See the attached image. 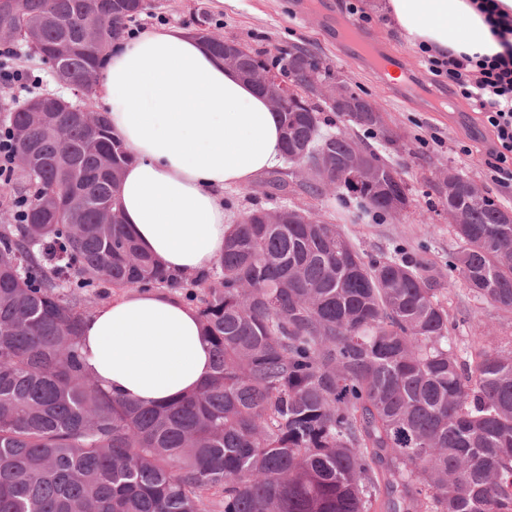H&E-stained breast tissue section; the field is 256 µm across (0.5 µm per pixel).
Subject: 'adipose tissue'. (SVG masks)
<instances>
[{
  "instance_id": "obj_1",
  "label": "adipose tissue",
  "mask_w": 512,
  "mask_h": 512,
  "mask_svg": "<svg viewBox=\"0 0 512 512\" xmlns=\"http://www.w3.org/2000/svg\"><path fill=\"white\" fill-rule=\"evenodd\" d=\"M480 2L385 0L383 13L414 47L491 56L502 47ZM98 81L105 117L132 155L117 186L130 231L167 270L211 269L234 224L225 188L280 161L276 112L186 28L125 39ZM81 351L101 387L144 403L195 391L212 367L195 307L162 289L134 288L103 305L85 322Z\"/></svg>"
}]
</instances>
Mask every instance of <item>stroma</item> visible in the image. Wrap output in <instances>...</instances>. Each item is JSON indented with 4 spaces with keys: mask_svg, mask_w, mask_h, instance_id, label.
Here are the masks:
<instances>
[{
    "mask_svg": "<svg viewBox=\"0 0 512 512\" xmlns=\"http://www.w3.org/2000/svg\"><path fill=\"white\" fill-rule=\"evenodd\" d=\"M297 0H151L131 31L161 26H190L198 12H207L212 30L243 43L266 64L282 53L307 50L333 75L344 76L352 89L378 107L395 144L384 154L405 180L410 207L401 217L353 219L345 204L305 193L291 202L316 213H329L343 233L369 255L403 252L433 266L448 278L438 298L450 315L448 338L458 357L470 361L474 350L507 346L512 341V314L476 297L458 276L448 273V258L460 242L448 221V207L433 190L448 167L459 166L504 207L512 210V189L494 184L488 174L491 136L476 110L450 96L446 76L433 75L427 56L409 44L391 21L378 12L381 0H323L339 20H353L382 45V54L396 58L409 79L427 90V97L403 95L368 58L347 57L335 36L316 18L296 14Z\"/></svg>",
    "mask_w": 512,
    "mask_h": 512,
    "instance_id": "stroma-1",
    "label": "stroma"
}]
</instances>
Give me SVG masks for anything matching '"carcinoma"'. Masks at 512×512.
<instances>
[{
  "mask_svg": "<svg viewBox=\"0 0 512 512\" xmlns=\"http://www.w3.org/2000/svg\"><path fill=\"white\" fill-rule=\"evenodd\" d=\"M0 26L85 83L144 0H12ZM199 38L215 56L197 15ZM281 75L302 92L328 73ZM53 95L0 102V124L32 171L15 170L0 227V512H512V349L473 363L448 345L434 269L366 257L330 216L264 224L246 209L216 269L191 279L159 266L125 224L112 171L130 155L102 114L54 112ZM283 166L263 180L287 208L294 153L343 168L360 148L377 162L340 201L392 215L407 185L380 149L333 130L314 102L280 113ZM351 123L381 127L377 112ZM458 211L449 262L476 296L512 314V223L489 196L435 186ZM23 221L11 220L12 205ZM111 208L112 223H99ZM170 288L198 311L212 373L180 399L113 396L86 369L89 292Z\"/></svg>",
  "mask_w": 512,
  "mask_h": 512,
  "instance_id": "carcinoma-1",
  "label": "carcinoma"
}]
</instances>
